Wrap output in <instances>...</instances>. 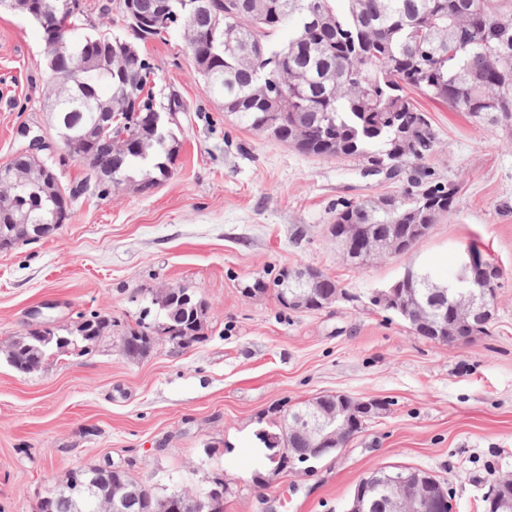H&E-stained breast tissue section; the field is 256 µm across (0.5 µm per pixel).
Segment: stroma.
<instances>
[{
	"mask_svg": "<svg viewBox=\"0 0 512 512\" xmlns=\"http://www.w3.org/2000/svg\"><path fill=\"white\" fill-rule=\"evenodd\" d=\"M140 51L155 93L187 105L169 178L143 193L88 189L53 235L0 251V346L35 318L63 336L84 315L112 322L89 352L54 353L31 374L0 353V512H36L68 471L109 462L162 493L223 477L224 512H347L372 469L403 465L443 482L456 512H485L483 492L512 473V132L418 97L440 137L424 167L430 181L458 183V198L416 250L356 266L329 234L332 216L400 182L240 124L207 91L182 32ZM26 127L50 142L41 157L64 185L84 178L54 129L43 31L2 10L0 165L22 151ZM472 244L502 273L488 334L451 348L374 305L407 268L454 276ZM294 266L328 275L344 299L307 312L252 292ZM178 286L209 306L203 338L124 356L119 336ZM336 393L385 411L311 470L270 475L261 433Z\"/></svg>",
	"mask_w": 512,
	"mask_h": 512,
	"instance_id": "1",
	"label": "stroma"
}]
</instances>
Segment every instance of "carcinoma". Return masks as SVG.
<instances>
[{
  "instance_id": "carcinoma-1",
  "label": "carcinoma",
  "mask_w": 512,
  "mask_h": 512,
  "mask_svg": "<svg viewBox=\"0 0 512 512\" xmlns=\"http://www.w3.org/2000/svg\"><path fill=\"white\" fill-rule=\"evenodd\" d=\"M71 7L62 11V4ZM38 14L30 19L54 28V40L68 43L83 63L74 74L65 64L47 65L49 87L58 101L56 130L66 136L69 153L87 167L85 180L65 187L55 180L58 198H45L27 183L16 187L17 206L29 211L30 223L52 224L62 202L74 201L94 184L105 196L131 185L146 192L166 180L180 140L166 129L153 131L157 107L150 64L139 43L157 37L133 20L164 18L168 30L183 31L197 73L209 93L224 101V111L250 129L268 134L294 150L323 159L354 158L368 167L395 164L393 177L419 165L439 146V134L426 112L406 94L414 87L425 96L474 118H488L512 130V0H116L113 5L129 36L78 32L72 20L83 15L82 0H31ZM288 39H279L282 30ZM224 39H219V32ZM52 40V41H54ZM52 41H46L52 56ZM110 113L105 133L91 123ZM457 185L431 183L415 175L397 194L370 202L347 203L332 224H430L452 212ZM428 269L405 284L434 318L449 313ZM273 290L278 303L291 308L292 281L286 271L253 291ZM153 304L162 318L182 326L198 341L207 320V304L194 299L187 307L168 295ZM70 332L71 345L98 342L112 323L98 314L81 318ZM153 326L140 319L120 338L128 358L146 355L154 346ZM57 341L32 347L25 339L7 352L17 371L40 370ZM286 457L299 458L305 445L283 438ZM127 512H166L171 498L139 480ZM44 512H76L65 495L55 496Z\"/></svg>"
}]
</instances>
